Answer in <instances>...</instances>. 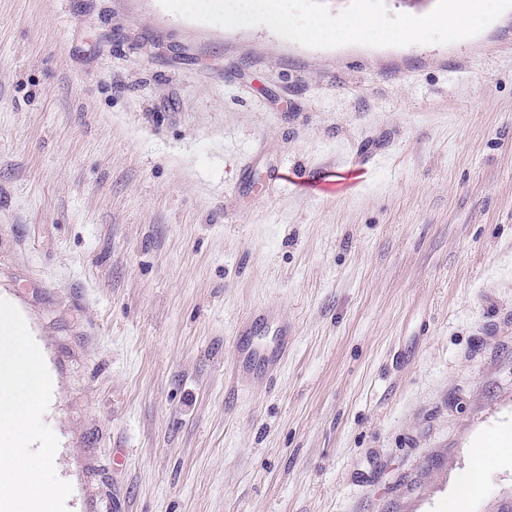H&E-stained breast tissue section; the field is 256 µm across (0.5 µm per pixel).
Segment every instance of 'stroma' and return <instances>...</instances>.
<instances>
[{
	"label": "stroma",
	"mask_w": 512,
	"mask_h": 512,
	"mask_svg": "<svg viewBox=\"0 0 512 512\" xmlns=\"http://www.w3.org/2000/svg\"><path fill=\"white\" fill-rule=\"evenodd\" d=\"M273 166L321 181L256 196ZM0 298L69 512H448L477 441L512 448V10L326 49L0 0ZM267 304L295 350L232 387ZM510 497L511 456L472 512Z\"/></svg>",
	"instance_id": "1"
}]
</instances>
